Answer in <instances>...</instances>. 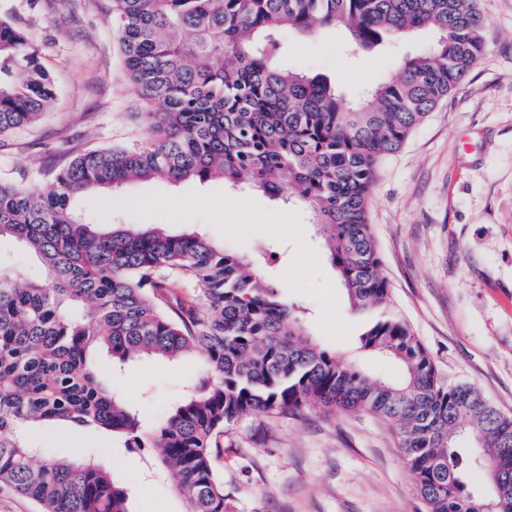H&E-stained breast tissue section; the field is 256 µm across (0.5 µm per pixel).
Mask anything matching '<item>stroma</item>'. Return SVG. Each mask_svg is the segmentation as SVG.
<instances>
[{
    "instance_id": "obj_1",
    "label": "stroma",
    "mask_w": 512,
    "mask_h": 512,
    "mask_svg": "<svg viewBox=\"0 0 512 512\" xmlns=\"http://www.w3.org/2000/svg\"><path fill=\"white\" fill-rule=\"evenodd\" d=\"M487 53L379 164L368 222L389 285V305L427 351L440 381L472 386L512 417V0H475ZM42 52L57 97L27 129L0 135V179L37 190L59 146L75 152L143 138L136 96L113 34L109 0H0V12ZM437 36L422 32L390 50L355 51L344 32L289 36L284 67L328 77L347 100L388 77ZM79 212L191 229L258 258L289 300L305 307L312 335L343 359L396 378L365 354L334 267L301 203L219 180L135 182L84 197ZM194 361H129L114 380L123 397L159 416ZM218 467L237 512H424L401 447L382 417L310 410L247 417L224 436ZM112 471L132 512H187L170 483L122 449Z\"/></svg>"
}]
</instances>
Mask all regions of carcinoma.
Segmentation results:
<instances>
[{
  "label": "carcinoma",
  "instance_id": "1",
  "mask_svg": "<svg viewBox=\"0 0 512 512\" xmlns=\"http://www.w3.org/2000/svg\"><path fill=\"white\" fill-rule=\"evenodd\" d=\"M126 74L145 102L140 144L55 165L48 190L0 180V240L42 272L0 259V483L42 512H131L98 451L153 449L189 512H234L217 461L248 415L368 412L399 425L426 512H512V418L467 385L442 383L419 340L387 309L367 224L380 159L396 151L487 50L474 0H110ZM342 30L360 51L418 30L420 57L345 101L331 82L284 68L280 37ZM56 96L40 50L0 17V134L36 122ZM219 178L303 203L324 237L361 349L398 362L368 373L321 347L254 260L196 232L85 223L79 199L138 181ZM198 291L188 303L173 288ZM112 360L106 367L103 356ZM199 360L166 413L117 395L135 357ZM58 426L96 433L74 459L32 441ZM486 485H473L474 472Z\"/></svg>",
  "mask_w": 512,
  "mask_h": 512
}]
</instances>
